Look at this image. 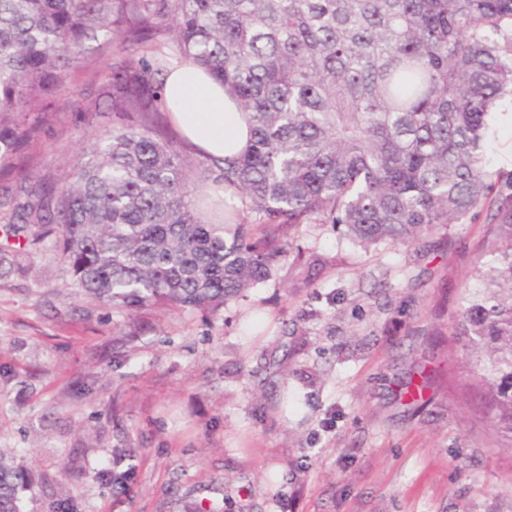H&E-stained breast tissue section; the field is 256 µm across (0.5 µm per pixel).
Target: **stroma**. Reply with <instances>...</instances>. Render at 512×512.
I'll return each mask as SVG.
<instances>
[{"label": "stroma", "instance_id": "35a3bbf8", "mask_svg": "<svg viewBox=\"0 0 512 512\" xmlns=\"http://www.w3.org/2000/svg\"><path fill=\"white\" fill-rule=\"evenodd\" d=\"M110 55L90 50L28 154L64 179ZM486 170L512 173V102ZM496 241L486 213L416 244L289 230L272 276L217 311L100 306L46 252L0 279V452L23 512H512V451L462 396L452 334Z\"/></svg>", "mask_w": 512, "mask_h": 512}]
</instances>
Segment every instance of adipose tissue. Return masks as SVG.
I'll list each match as a JSON object with an SVG mask.
<instances>
[{"instance_id": "ef3b65f1", "label": "adipose tissue", "mask_w": 512, "mask_h": 512, "mask_svg": "<svg viewBox=\"0 0 512 512\" xmlns=\"http://www.w3.org/2000/svg\"><path fill=\"white\" fill-rule=\"evenodd\" d=\"M164 101L181 139L200 157L220 163L246 149L245 116L223 84L196 64L188 61L171 67Z\"/></svg>"}]
</instances>
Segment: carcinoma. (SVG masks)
I'll return each instance as SVG.
<instances>
[{"label": "carcinoma", "mask_w": 512, "mask_h": 512, "mask_svg": "<svg viewBox=\"0 0 512 512\" xmlns=\"http://www.w3.org/2000/svg\"><path fill=\"white\" fill-rule=\"evenodd\" d=\"M112 124L58 184L15 186L87 45ZM189 58L246 114L250 144L193 168L161 130L164 74ZM512 99V0H0V264L48 247L102 306L215 311L266 281L299 224L364 248L412 243L487 210L502 243L461 300L453 335L512 447V174L483 148ZM241 208L204 220L195 183ZM25 471L0 454V512H21Z\"/></svg>", "instance_id": "carcinoma-1"}]
</instances>
